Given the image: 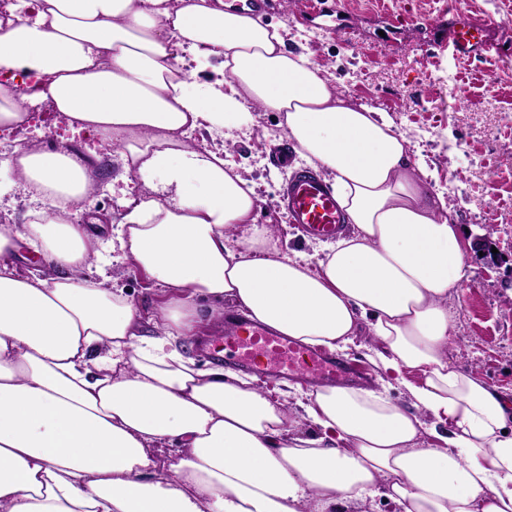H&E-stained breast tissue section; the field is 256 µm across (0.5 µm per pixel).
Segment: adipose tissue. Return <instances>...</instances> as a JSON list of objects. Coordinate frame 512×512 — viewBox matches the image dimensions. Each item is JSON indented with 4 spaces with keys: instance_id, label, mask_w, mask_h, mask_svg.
I'll use <instances>...</instances> for the list:
<instances>
[{
    "instance_id": "obj_1",
    "label": "adipose tissue",
    "mask_w": 512,
    "mask_h": 512,
    "mask_svg": "<svg viewBox=\"0 0 512 512\" xmlns=\"http://www.w3.org/2000/svg\"><path fill=\"white\" fill-rule=\"evenodd\" d=\"M185 52L219 77L195 81ZM42 103L119 142L143 189L121 201L118 249L172 298L149 316L85 275L99 239L73 218L89 158L0 160L35 202L28 224L0 225V512H348L378 496L394 512H512V396L448 361L459 227L385 112L224 0H19L0 18V131ZM254 104L283 113L352 229L317 264L280 256L266 226L229 247L258 198L220 152L185 141L249 126ZM20 241L46 272H17ZM204 299L332 351L368 325L377 367L419 373L413 410L325 386L298 414L240 371L198 368L184 349ZM427 416L449 426L439 447L419 444Z\"/></svg>"
}]
</instances>
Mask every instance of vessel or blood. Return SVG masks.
Returning a JSON list of instances; mask_svg holds the SVG:
<instances>
[{
  "instance_id": "1",
  "label": "vessel or blood",
  "mask_w": 512,
  "mask_h": 512,
  "mask_svg": "<svg viewBox=\"0 0 512 512\" xmlns=\"http://www.w3.org/2000/svg\"><path fill=\"white\" fill-rule=\"evenodd\" d=\"M443 39L459 57L469 55L477 45L494 46L489 23L469 18L450 24ZM281 203L290 222L301 225L307 237L332 239L346 228L331 184L311 169L295 171L282 190ZM201 349L210 358L234 362L261 380L291 379L310 386L368 381L361 369L337 354L302 345L234 312L225 313L222 333L203 339Z\"/></svg>"
}]
</instances>
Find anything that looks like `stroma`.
<instances>
[{
	"mask_svg": "<svg viewBox=\"0 0 512 512\" xmlns=\"http://www.w3.org/2000/svg\"><path fill=\"white\" fill-rule=\"evenodd\" d=\"M462 15L495 21L500 51L455 56L442 30ZM264 19L282 26L288 45L309 54L354 103L386 112L413 158L422 160L430 188L443 193L463 230L467 251L463 286L448 298L455 324L448 358L489 387L512 390V0H270ZM253 115V124L231 137L196 130L190 142L220 151L254 189L260 200L255 222L273 226L280 254L313 255L319 240L298 233L277 205L291 166L301 160L276 164L272 151L287 140L282 116L258 107ZM95 139L88 131H65L54 112L38 109L25 128L0 133V157L18 147L84 154ZM121 166L108 150L94 171L97 191L85 214L97 218L103 248L87 274L123 289L139 309L156 311L166 299L164 288L130 261L113 260L108 248L122 194L141 188L137 176L120 179ZM485 235L493 248L483 253L476 242ZM369 342L368 329H361L345 358L373 386L385 388L394 404L410 407L407 385L417 374L378 368Z\"/></svg>",
	"mask_w": 512,
	"mask_h": 512,
	"instance_id": "stroma-1",
	"label": "stroma"
}]
</instances>
